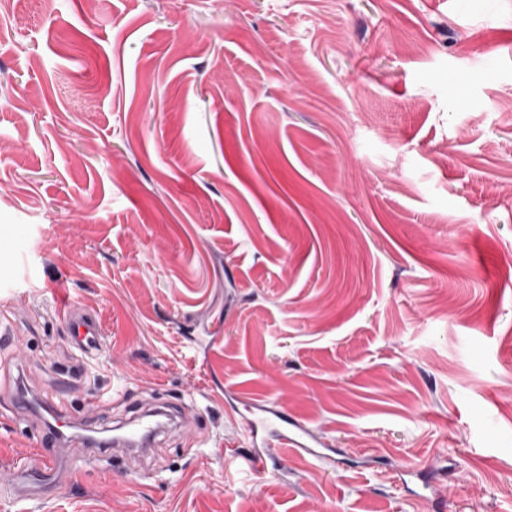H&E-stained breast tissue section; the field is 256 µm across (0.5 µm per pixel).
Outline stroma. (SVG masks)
<instances>
[{"label":"stroma","mask_w":512,"mask_h":512,"mask_svg":"<svg viewBox=\"0 0 512 512\" xmlns=\"http://www.w3.org/2000/svg\"><path fill=\"white\" fill-rule=\"evenodd\" d=\"M1 330L0 512L21 383L194 423L27 512H512V0H6ZM276 397L333 467L239 474ZM68 336L78 349L91 352L98 349L97 336H102L100 322L75 305H70L65 313Z\"/></svg>","instance_id":"35a3bbf8"}]
</instances>
